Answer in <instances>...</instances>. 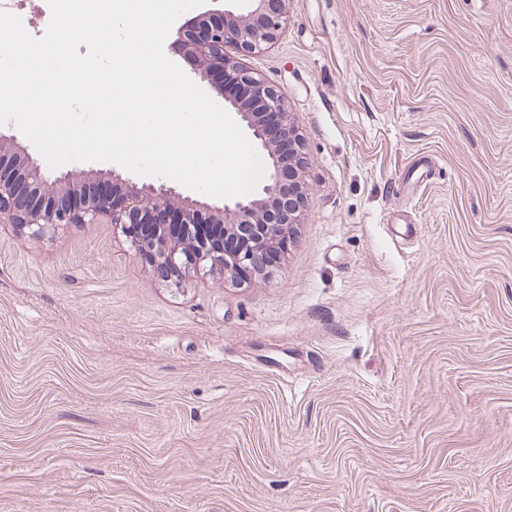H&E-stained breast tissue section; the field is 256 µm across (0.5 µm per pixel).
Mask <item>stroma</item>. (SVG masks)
Instances as JSON below:
<instances>
[{
    "label": "stroma",
    "mask_w": 512,
    "mask_h": 512,
    "mask_svg": "<svg viewBox=\"0 0 512 512\" xmlns=\"http://www.w3.org/2000/svg\"><path fill=\"white\" fill-rule=\"evenodd\" d=\"M269 273L0 223V512H512V0H288Z\"/></svg>",
    "instance_id": "stroma-1"
}]
</instances>
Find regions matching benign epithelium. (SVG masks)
I'll return each instance as SVG.
<instances>
[{
  "mask_svg": "<svg viewBox=\"0 0 512 512\" xmlns=\"http://www.w3.org/2000/svg\"><path fill=\"white\" fill-rule=\"evenodd\" d=\"M249 10L192 19L173 33L170 47L200 81L219 89L250 137L266 151V183L254 197L209 205L180 203L164 184L131 180L79 185L64 175L47 183L34 161L0 140V221L42 239L70 224L120 228L153 277L181 281L183 272L210 266L241 281L268 273L287 251L290 232L303 223L306 162L303 144L279 89L240 59L274 42L283 27L287 0H247Z\"/></svg>",
  "mask_w": 512,
  "mask_h": 512,
  "instance_id": "obj_1",
  "label": "benign epithelium"
}]
</instances>
